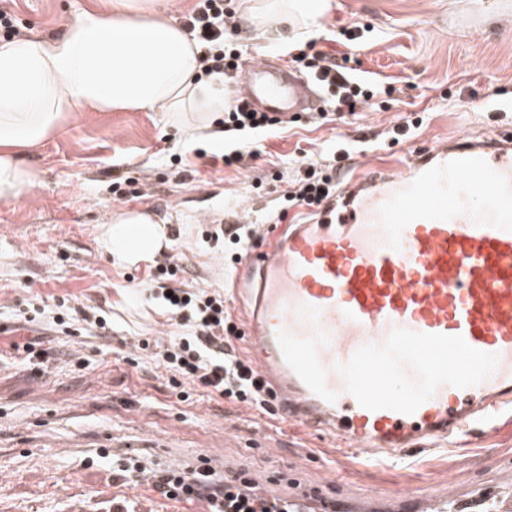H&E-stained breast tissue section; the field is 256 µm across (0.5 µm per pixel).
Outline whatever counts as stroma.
Wrapping results in <instances>:
<instances>
[{"mask_svg": "<svg viewBox=\"0 0 512 512\" xmlns=\"http://www.w3.org/2000/svg\"><path fill=\"white\" fill-rule=\"evenodd\" d=\"M85 0H17L23 35L59 33ZM318 45L336 49L343 28L363 29L349 52L374 81L396 88L393 100L329 121L305 114L277 136L249 135L251 152L234 167L220 142L185 146L161 112H78L27 161L38 175L31 197L0 200V345L46 339L51 374L34 375L0 358V512H206L203 501L161 497L149 482L130 485L111 457L129 452L170 466L203 455L216 468L245 473L254 491L278 484L296 495L354 508L454 491L500 507L512 498V421L480 436L407 458L370 464L342 443L242 403L193 393L180 401L152 361L131 365L133 339L161 340L181 327L143 292L151 264L115 265L99 242L107 208L142 210L169 231L167 254L181 267L179 288L230 290L236 269L207 242L208 221L261 224L279 208L290 162L321 160L334 143L350 147L339 171L349 178L393 164L421 146L473 132L512 129V0H331ZM416 112L424 121L406 139L390 131ZM122 199H115V192ZM88 307L111 320L104 336L83 342L56 332L53 318ZM90 359L87 367L78 358ZM109 457L102 458L98 449Z\"/></svg>", "mask_w": 512, "mask_h": 512, "instance_id": "stroma-1", "label": "stroma"}]
</instances>
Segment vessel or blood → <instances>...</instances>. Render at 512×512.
Returning <instances> with one entry per match:
<instances>
[{
  "label": "vessel or blood",
  "instance_id": "obj_1",
  "mask_svg": "<svg viewBox=\"0 0 512 512\" xmlns=\"http://www.w3.org/2000/svg\"><path fill=\"white\" fill-rule=\"evenodd\" d=\"M236 97L287 118L323 97L249 63ZM239 264L257 370L289 419L396 458L512 408V132L414 150Z\"/></svg>",
  "mask_w": 512,
  "mask_h": 512
}]
</instances>
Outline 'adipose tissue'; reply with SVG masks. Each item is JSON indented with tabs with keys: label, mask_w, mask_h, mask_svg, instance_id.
<instances>
[{
	"label": "adipose tissue",
	"mask_w": 512,
	"mask_h": 512,
	"mask_svg": "<svg viewBox=\"0 0 512 512\" xmlns=\"http://www.w3.org/2000/svg\"><path fill=\"white\" fill-rule=\"evenodd\" d=\"M330 0H245L247 29L292 50L315 37ZM201 47L154 0H91L58 36L0 43V200L37 184L25 157L73 113L161 111L188 140L211 130L230 97L202 76ZM167 240L152 215L110 212L100 243L116 264L151 259Z\"/></svg>",
	"instance_id": "1"
}]
</instances>
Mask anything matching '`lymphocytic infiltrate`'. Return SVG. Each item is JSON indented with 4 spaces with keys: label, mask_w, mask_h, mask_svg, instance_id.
Instances as JSON below:
<instances>
[{
    "label": "lymphocytic infiltrate",
    "mask_w": 512,
    "mask_h": 512,
    "mask_svg": "<svg viewBox=\"0 0 512 512\" xmlns=\"http://www.w3.org/2000/svg\"><path fill=\"white\" fill-rule=\"evenodd\" d=\"M186 26L205 49L201 60L203 74H221L231 81L240 77L242 52L234 45L238 26L229 0H199ZM291 60L317 81L335 112H357L370 105L375 97L394 92L393 87L374 84L354 74L348 57L339 58L318 50L312 41L292 55ZM338 187L335 169L314 163L301 164L298 177L284 196L287 207L275 214V222L285 221L289 209L321 205ZM178 272V265L165 262L155 265L150 279L154 296L160 300L165 314L185 327V334L157 346L141 338L137 341L138 348L149 353L156 367L169 373L174 387L189 385L214 399L272 412L271 392L252 362L231 343L238 328L224 305L223 292L204 288L169 289L168 280L176 278ZM116 465L129 481L150 477L160 495L188 503L206 502L208 512H294L293 504L288 501H269L252 493L247 478L227 475L212 467L174 468L136 457L117 460Z\"/></svg>",
    "instance_id": "obj_1"
}]
</instances>
